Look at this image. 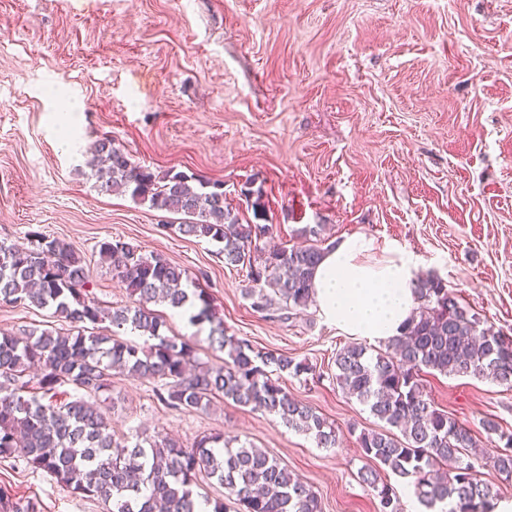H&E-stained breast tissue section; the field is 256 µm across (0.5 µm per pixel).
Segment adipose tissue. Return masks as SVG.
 <instances>
[{"instance_id":"1","label":"adipose tissue","mask_w":512,"mask_h":512,"mask_svg":"<svg viewBox=\"0 0 512 512\" xmlns=\"http://www.w3.org/2000/svg\"><path fill=\"white\" fill-rule=\"evenodd\" d=\"M418 278L412 253L357 233L326 250L312 288L320 313L339 331L384 343L399 335L410 317Z\"/></svg>"}]
</instances>
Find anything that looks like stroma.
I'll return each instance as SVG.
<instances>
[{"label":"stroma","instance_id":"35a3bbf8","mask_svg":"<svg viewBox=\"0 0 512 512\" xmlns=\"http://www.w3.org/2000/svg\"><path fill=\"white\" fill-rule=\"evenodd\" d=\"M115 140L132 162L224 183L240 222L243 194L263 190L279 246L324 225L398 242L495 329L512 336V0H0V240L29 228L62 239L90 265L106 307L129 296L96 246L120 239L162 254L208 287L228 334L310 365L284 376L289 395L336 426L315 439L221 399L165 407L153 382L118 374L103 404L116 434L209 433L262 448L313 486L323 512H380L358 478L368 408L330 379L352 339L316 305L289 319L254 312L247 272L216 244L173 233L172 214L104 192L90 145ZM166 335L224 362L208 325L165 310ZM51 310L0 303V331L52 329ZM426 392L468 424L488 454L512 433V385L435 374ZM499 433H487L485 421ZM0 486L40 512H106L18 459Z\"/></svg>","mask_w":512,"mask_h":512}]
</instances>
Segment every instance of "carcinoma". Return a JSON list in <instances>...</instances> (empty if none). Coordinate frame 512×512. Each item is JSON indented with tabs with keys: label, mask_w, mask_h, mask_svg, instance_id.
I'll list each match as a JSON object with an SVG mask.
<instances>
[{
	"label": "carcinoma",
	"mask_w": 512,
	"mask_h": 512,
	"mask_svg": "<svg viewBox=\"0 0 512 512\" xmlns=\"http://www.w3.org/2000/svg\"><path fill=\"white\" fill-rule=\"evenodd\" d=\"M91 169L101 190H121L135 201L176 216L174 232L221 245L227 266L248 269L245 297L264 316L300 311L313 302L311 278L325 248L305 242L268 251L257 242L273 225L242 224L225 205L224 182L184 172L158 173L131 161L113 139L91 148ZM27 245L0 240V302L54 309L60 329L0 335V458L23 460L84 497L112 505V512H198L193 486L214 479L244 512H323L313 487L275 458L218 433L186 448L168 438L131 441L112 433L97 397L112 386L113 372L158 383L171 409L198 411L213 398L260 410L311 434L320 448H334L336 427L308 404L290 396L282 375L311 367L286 352L257 349L224 329L210 293L188 287L185 268L161 254L144 256L121 240L98 244L102 263L113 264L131 304L104 307L93 293L89 264L73 247L38 229ZM417 307L400 335L374 350L362 344L336 350V383L380 422L358 436L369 464L358 472L383 512H398L391 472L414 488L427 512H492L497 493L483 478V451L472 429L438 409L423 376H485L512 383V336L471 312L438 276L421 278ZM191 311L193 324H210L209 343L224 351L219 366L196 360L197 348L181 336L160 333L153 304ZM109 322L106 332L89 325ZM157 340L144 351L119 338L127 329ZM39 379L31 390L27 373ZM69 397L56 400L59 388ZM493 468L512 480V434ZM0 512H38L31 500L0 491Z\"/></svg>",
	"instance_id": "carcinoma-1"
}]
</instances>
